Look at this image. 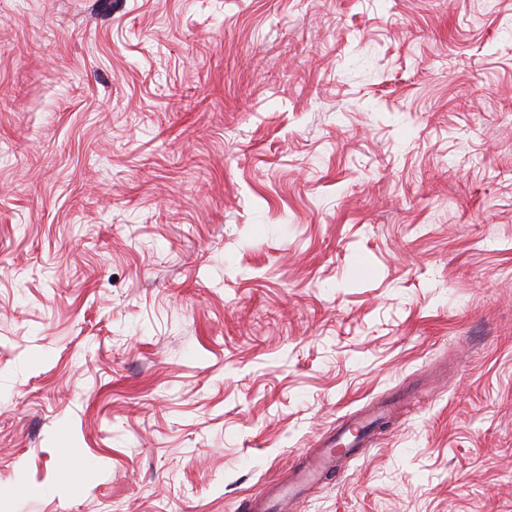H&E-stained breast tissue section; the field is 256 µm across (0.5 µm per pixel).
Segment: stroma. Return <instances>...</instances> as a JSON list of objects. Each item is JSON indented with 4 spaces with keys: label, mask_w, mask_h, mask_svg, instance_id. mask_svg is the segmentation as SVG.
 I'll return each mask as SVG.
<instances>
[{
    "label": "stroma",
    "mask_w": 512,
    "mask_h": 512,
    "mask_svg": "<svg viewBox=\"0 0 512 512\" xmlns=\"http://www.w3.org/2000/svg\"><path fill=\"white\" fill-rule=\"evenodd\" d=\"M395 396L293 512H512V0H0V512H247Z\"/></svg>",
    "instance_id": "35a3bbf8"
}]
</instances>
